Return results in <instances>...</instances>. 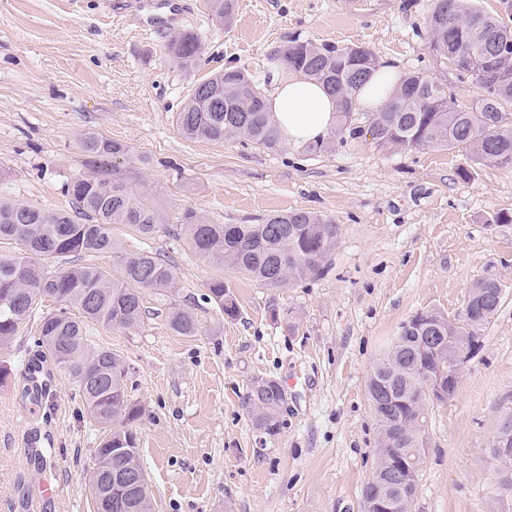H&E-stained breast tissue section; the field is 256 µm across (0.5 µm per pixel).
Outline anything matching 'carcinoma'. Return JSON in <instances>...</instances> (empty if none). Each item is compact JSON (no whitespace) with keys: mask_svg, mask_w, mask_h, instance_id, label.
<instances>
[{"mask_svg":"<svg viewBox=\"0 0 512 512\" xmlns=\"http://www.w3.org/2000/svg\"><path fill=\"white\" fill-rule=\"evenodd\" d=\"M216 18L230 19L234 0H208ZM512 15V0H501V13H488L473 0H435L426 22L433 55L449 62L463 77L472 79L477 96L462 107L448 88H429L428 77L407 73L391 99L377 112L372 143L380 148L410 150L446 148L466 153L470 164L458 168L466 180L471 166H512V77L493 79L508 53L503 42L512 36L505 17ZM170 57L180 67L196 66L201 44L190 30L170 35ZM282 70L295 71L324 85L336 98L337 124L325 137L304 146L310 155L329 153L349 130L351 113L361 87L380 65L378 57L358 45L335 47L293 40L279 52ZM191 89L175 113L180 135L187 140L221 141L235 138L267 151L288 147L266 103L259 82L245 70L226 67ZM80 148L96 174L77 178L67 186L71 209L48 210L25 203L0 201V349L8 347L19 323L39 300L51 298L59 310L43 317L39 344L42 357L51 359L78 387L85 414L99 428L100 441L93 450L95 464L88 478L93 501L114 496L125 500L124 512H153L149 482L114 483L121 467L139 475L142 466L134 424L142 409L127 390V371L121 357L110 348L89 343L86 325L126 330L140 325L147 291L176 293L173 267L158 253L132 251L114 233L118 225L132 228L139 237L153 239L162 233L180 232L202 260L236 268L263 288H289L323 274L339 242L340 225L305 209L275 213L259 224H217L193 209L185 210L179 228L168 226L164 213L134 192L107 168L109 157L128 155L118 141L88 137ZM109 255L112 270L94 264L72 265L54 272L41 263L44 257ZM503 296L501 284L482 279L470 288L471 309L466 318L448 323V316L430 309L416 313L400 326L398 336L373 364L367 379L370 408L378 430L376 462L363 487L366 495L376 489L404 512L406 501L401 479L387 461H412L410 480L418 482L434 400L419 390L428 371L448 378L449 351L465 336L479 339V326L497 312ZM205 300L225 316L237 317L236 300L215 278L206 284ZM74 308L81 314L75 318ZM168 328L178 336H195L199 325L188 310L172 303ZM286 395L272 376L253 380L247 395L253 426L272 437L280 431V412ZM498 440L486 449L495 462L491 485L492 512H512V462L503 465L502 449L512 456V412L497 425Z\"/></svg>","mask_w":512,"mask_h":512,"instance_id":"cac0c4a2","label":"carcinoma"}]
</instances>
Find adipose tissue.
<instances>
[{"label":"adipose tissue","mask_w":512,"mask_h":512,"mask_svg":"<svg viewBox=\"0 0 512 512\" xmlns=\"http://www.w3.org/2000/svg\"><path fill=\"white\" fill-rule=\"evenodd\" d=\"M266 100L289 143L302 145L317 140L336 125L335 97L304 75H279Z\"/></svg>","instance_id":"ef3b65f1"}]
</instances>
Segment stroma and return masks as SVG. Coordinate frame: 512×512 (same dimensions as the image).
I'll use <instances>...</instances> for the list:
<instances>
[{
	"mask_svg": "<svg viewBox=\"0 0 512 512\" xmlns=\"http://www.w3.org/2000/svg\"><path fill=\"white\" fill-rule=\"evenodd\" d=\"M153 0H0V200L66 209L64 187L90 167L79 147L100 137L128 146L132 187L177 224L185 209L218 224H253L294 209L341 228L323 275L269 290L235 268L199 259L184 238L146 241L179 279L176 297L146 292L134 330L88 325L94 344L128 367L143 415L135 429L156 512H363L376 424L366 382L376 358L415 312L463 318L473 283L494 278L501 306L453 394L429 420L413 512H489L492 430L512 408V168L480 166L445 149L378 148L360 132L330 153L288 146L270 153L239 140L189 141L173 116L191 86L227 66L257 79L294 37L363 45L400 72L418 70L451 88L459 105L477 89L432 56L425 21L434 0H235L230 22L206 0H177L183 17L147 29ZM194 32L195 70L177 66L169 36ZM223 278L239 306L224 317L203 297ZM200 332L167 327L171 304ZM40 302L0 364V498L21 512H93L88 492L99 431L82 416L68 375L48 365L46 395H25L21 374L38 351ZM273 376L287 400L281 429L260 436L246 402L255 378ZM51 479L60 495L38 486Z\"/></svg>",
	"mask_w": 512,
	"mask_h": 512,
	"instance_id": "1",
	"label": "stroma"
}]
</instances>
